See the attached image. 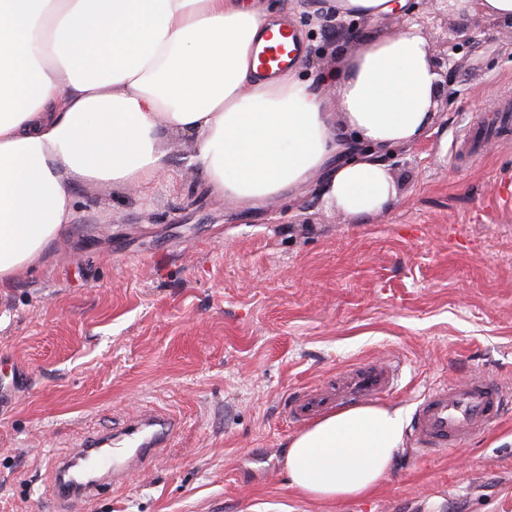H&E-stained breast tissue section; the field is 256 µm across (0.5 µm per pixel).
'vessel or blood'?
Segmentation results:
<instances>
[{
    "mask_svg": "<svg viewBox=\"0 0 512 512\" xmlns=\"http://www.w3.org/2000/svg\"><path fill=\"white\" fill-rule=\"evenodd\" d=\"M512 137V97L493 118H474L462 136L474 153L487 135ZM398 361L367 360L343 367L336 376L301 388L290 398V422L304 424L339 409L392 396L398 389ZM512 406V386L494 375H478L429 387L418 399L412 433L420 455L462 448L496 426ZM180 424L167 411L143 407L124 417L122 427L86 437L63 457H50L51 512H83L102 487L124 483L131 471L150 469L177 435Z\"/></svg>",
    "mask_w": 512,
    "mask_h": 512,
    "instance_id": "vessel-or-blood-1",
    "label": "vessel or blood"
}]
</instances>
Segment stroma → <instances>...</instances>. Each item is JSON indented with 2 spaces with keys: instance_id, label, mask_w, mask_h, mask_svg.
<instances>
[{
  "instance_id": "stroma-1",
  "label": "stroma",
  "mask_w": 512,
  "mask_h": 512,
  "mask_svg": "<svg viewBox=\"0 0 512 512\" xmlns=\"http://www.w3.org/2000/svg\"><path fill=\"white\" fill-rule=\"evenodd\" d=\"M271 2L304 33L308 76L407 20L455 65L426 134L384 153L397 204L353 219L326 205L320 173L274 207L230 201L191 165L188 136L162 143L167 166L142 193L78 186L60 239L0 284V512H49V457L146 405L179 434L87 512H512V410L440 458L405 439L367 497L308 500L285 470L289 397L346 365L398 357L383 404L407 418L433 384L512 378V141L473 162L454 151L512 87V20L411 0L328 41L329 0Z\"/></svg>"
}]
</instances>
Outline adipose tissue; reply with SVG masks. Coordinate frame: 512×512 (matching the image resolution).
<instances>
[{
    "instance_id": "1",
    "label": "adipose tissue",
    "mask_w": 512,
    "mask_h": 512,
    "mask_svg": "<svg viewBox=\"0 0 512 512\" xmlns=\"http://www.w3.org/2000/svg\"><path fill=\"white\" fill-rule=\"evenodd\" d=\"M302 42L267 0H0V283L35 268L73 219L75 186L142 190L164 138H194L212 192L263 206L326 171L354 218L397 202L378 149L432 122L421 31L369 35L321 84L269 74L262 45ZM404 443L401 410L355 406L288 443L291 486L319 502L377 489Z\"/></svg>"
}]
</instances>
